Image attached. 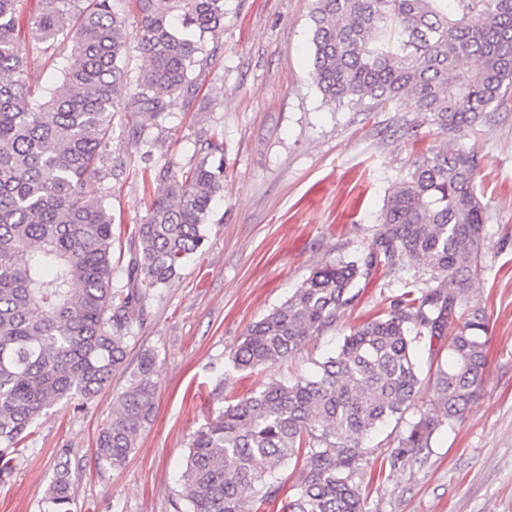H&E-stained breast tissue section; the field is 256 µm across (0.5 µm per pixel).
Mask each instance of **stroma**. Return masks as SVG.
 I'll return each instance as SVG.
<instances>
[{"label":"stroma","mask_w":512,"mask_h":512,"mask_svg":"<svg viewBox=\"0 0 512 512\" xmlns=\"http://www.w3.org/2000/svg\"><path fill=\"white\" fill-rule=\"evenodd\" d=\"M40 0H25L15 36L34 89L54 77L57 58L29 35ZM313 0H224V34L210 40L197 96L181 100L159 126L153 161L186 166L200 139L221 132L224 197L203 248L162 291L129 343L127 362L83 412L61 403L36 425L28 458L0 482V512H50L45 492L60 449L71 451V512H174L177 474L192 433L221 408L212 396L257 390L271 380L311 374L350 329L384 314L403 291L378 276L340 316L336 328L294 356L236 371L234 352L248 325L284 302L319 265L353 259L376 233L396 182L422 154L445 143L436 126L405 131L408 107L352 112L325 101L312 77ZM479 158L485 206L484 259L472 295L486 315L487 382L463 419L433 437L423 462L380 471L404 424L370 439L375 449L359 477L366 512H512V112L460 137ZM109 153L122 177L95 182L112 206L113 233L127 242L146 216L135 171L139 155L115 124ZM156 361L157 401L150 425L118 468L95 464L98 432L114 397L143 355Z\"/></svg>","instance_id":"stroma-1"}]
</instances>
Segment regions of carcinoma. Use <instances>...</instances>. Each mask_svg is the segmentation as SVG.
Masks as SVG:
<instances>
[{"mask_svg":"<svg viewBox=\"0 0 512 512\" xmlns=\"http://www.w3.org/2000/svg\"><path fill=\"white\" fill-rule=\"evenodd\" d=\"M22 2L0 0V481L27 458L44 412L62 401L84 408L125 366L150 305L204 246L224 184L222 133L187 168L140 169L154 192L131 231L127 285L114 286L112 209L92 188L114 120L123 114L149 154L139 117L158 126L179 98L197 95L224 0H42L34 38L70 50L39 95L14 36ZM132 10L148 60L134 77L125 65ZM311 19L312 75L327 102L373 112L407 100L448 143L393 186L356 259L321 265L249 326L233 367L286 360L336 330L359 279L422 263L433 285L404 282L389 312L344 336L313 374L227 400L190 438L176 512H259L282 496L283 512H365L356 479L374 452L370 436L405 420L426 382L429 403L388 463L420 460L487 379L486 317L469 296L483 258L478 157L454 139L512 108V0H314ZM418 346L437 359L425 380ZM154 363L143 356L113 400L96 462L121 466L152 420ZM290 464L299 472L287 495L279 474ZM70 474L65 448L47 492L52 512H70Z\"/></svg>","mask_w":512,"mask_h":512,"instance_id":"carcinoma-1","label":"carcinoma"}]
</instances>
